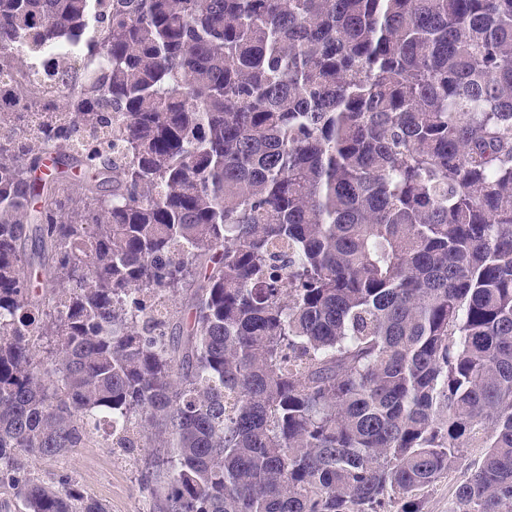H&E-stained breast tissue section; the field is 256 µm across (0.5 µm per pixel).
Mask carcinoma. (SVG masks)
Returning a JSON list of instances; mask_svg holds the SVG:
<instances>
[{
    "instance_id": "cac0c4a2",
    "label": "carcinoma",
    "mask_w": 512,
    "mask_h": 512,
    "mask_svg": "<svg viewBox=\"0 0 512 512\" xmlns=\"http://www.w3.org/2000/svg\"><path fill=\"white\" fill-rule=\"evenodd\" d=\"M91 12L0 0V483L106 512L20 462L104 415L150 512L512 509V0H112L33 81ZM94 28H89L81 37H71L65 39L56 45L55 51L47 49L46 46L32 49L29 46L22 45L18 48L27 53L31 60L35 55H39L43 61H47L56 72L76 71L83 83L91 82L95 78V67L90 64L84 53L72 51V47L79 45L82 41L94 35ZM483 448H469L468 454L455 467L442 475L433 485L425 490L423 512H448L457 486L465 480L467 468L484 453Z\"/></svg>"
}]
</instances>
